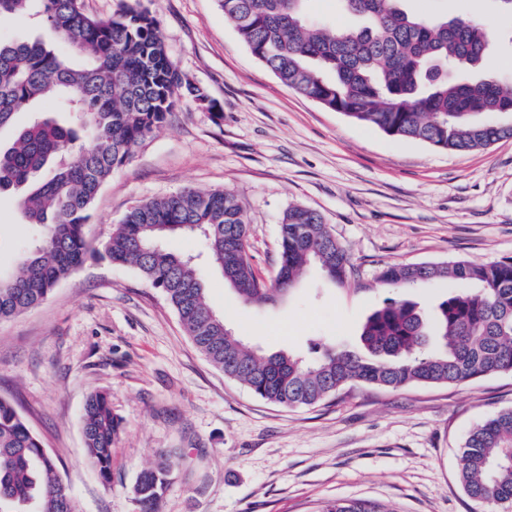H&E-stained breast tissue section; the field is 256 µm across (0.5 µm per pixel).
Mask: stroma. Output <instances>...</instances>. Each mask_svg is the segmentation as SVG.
<instances>
[{
	"instance_id": "35a3bbf8",
	"label": "stroma",
	"mask_w": 512,
	"mask_h": 512,
	"mask_svg": "<svg viewBox=\"0 0 512 512\" xmlns=\"http://www.w3.org/2000/svg\"><path fill=\"white\" fill-rule=\"evenodd\" d=\"M144 3L174 66L218 108L184 101L113 172L86 226L94 254L47 301L0 323V396L16 402L82 512H141L134 486L161 450L178 462L161 512H317L335 499L482 512L461 485L458 455L476 425L512 408V373L399 390L359 383L315 406L274 405L212 367L164 294L96 249L139 201L225 188L245 206L250 261L270 281L279 218L307 206L350 255L345 286L310 268L284 300L243 305L201 238L169 248L192 257L212 308L256 352L304 353L319 339L353 348L388 295L374 283L384 265L512 257V138L453 152L391 137L282 84L218 0ZM406 5L512 26L494 0ZM0 235L6 265L32 240L16 196H0ZM98 390L121 422L108 484L86 458L82 431V406Z\"/></svg>"
}]
</instances>
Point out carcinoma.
Wrapping results in <instances>:
<instances>
[{
	"instance_id": "obj_1",
	"label": "carcinoma",
	"mask_w": 512,
	"mask_h": 512,
	"mask_svg": "<svg viewBox=\"0 0 512 512\" xmlns=\"http://www.w3.org/2000/svg\"><path fill=\"white\" fill-rule=\"evenodd\" d=\"M306 0H219L224 18L252 55L288 88L389 136L440 149H484L512 138V82L482 72L491 29L467 17H427L404 0H340L364 23L335 29L309 18ZM28 17L68 46L0 40V194L19 195L21 223L37 229L16 270L0 269V321L42 304L91 250L85 226L112 172L163 126L179 103L202 97L172 64L156 18L143 0H121L107 18L87 15L80 0H0V20ZM334 73V79L323 77ZM54 99L70 121L17 116ZM203 236L213 266L228 271L236 300L264 305L289 293L310 265L334 284L352 264L317 211L290 205L280 218V266L288 283L265 282L248 255L245 208L231 191L184 188L133 205L103 243L115 264L131 265L160 289L206 360L258 398L313 406L344 386L385 389L459 385L512 373V259L389 264L378 281L391 288L450 279L459 292L426 313L388 298L363 326V348L314 343L305 354L258 355L224 332L190 261L164 246L168 238ZM86 457L110 482L120 421L108 393L85 401ZM15 402L0 396V512H80L55 459ZM176 470L165 452L142 471L135 492L143 512H159ZM466 494L480 506L512 505V409L475 427L460 453ZM320 512H386L378 504L335 500Z\"/></svg>"
}]
</instances>
